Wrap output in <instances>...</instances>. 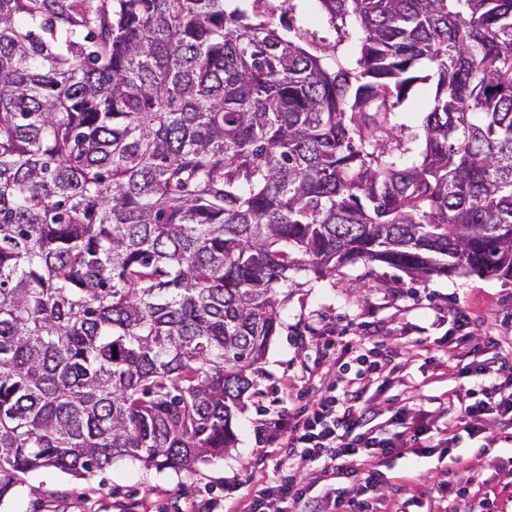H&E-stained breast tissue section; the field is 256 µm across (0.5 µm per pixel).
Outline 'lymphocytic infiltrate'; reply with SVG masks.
Here are the masks:
<instances>
[{
  "mask_svg": "<svg viewBox=\"0 0 512 512\" xmlns=\"http://www.w3.org/2000/svg\"><path fill=\"white\" fill-rule=\"evenodd\" d=\"M504 336L466 345L464 337L439 340L458 375L470 379L466 400L451 399L432 410L417 401L393 410L379 420L363 401L369 391L385 394L394 377L388 369L390 349L364 345L345 333L327 334L302 382L312 399L296 405L294 384H283L277 400L279 447L288 459L314 461L305 475L280 476L261 482L250 493L244 512H410L400 479L387 475L389 457L410 452L429 456L445 442L457 441L472 423L493 417L498 432H512V374L502 364L470 366L468 358L507 344ZM448 498V512H505L512 493L478 478L460 483L453 470L437 482Z\"/></svg>",
  "mask_w": 512,
  "mask_h": 512,
  "instance_id": "1",
  "label": "lymphocytic infiltrate"
}]
</instances>
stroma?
Segmentation results:
<instances>
[{"mask_svg": "<svg viewBox=\"0 0 512 512\" xmlns=\"http://www.w3.org/2000/svg\"><path fill=\"white\" fill-rule=\"evenodd\" d=\"M297 279L298 287L289 289L281 310L282 329L268 348L254 388L235 413V445L223 456L181 470L119 459L85 479L45 467L26 475L1 499L0 512H180L186 501L219 498L230 489L236 504H243L256 481L273 476L280 467L279 454H263L255 433L268 424L281 382L299 380L305 362L314 356L316 329L345 327L391 345L464 335L476 343L490 331L503 336L512 332L508 280L459 274L417 282L386 265L360 263L334 278L310 281L301 273ZM395 364L399 383L391 390L393 403H380L383 413L390 405H403L411 385L429 410L449 391L462 395L468 387L466 380L453 375L441 352L428 359L405 348ZM483 427L476 422L472 435L459 441L457 451L465 462L458 476L474 473L495 486L512 472V440L501 437L488 444ZM447 467L448 453L438 448L428 458H391L387 472L399 476L416 471L417 480L405 483L403 493L426 502L436 496V481Z\"/></svg>", "mask_w": 512, "mask_h": 512, "instance_id": "35a3bbf8", "label": "stroma"}]
</instances>
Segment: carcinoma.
I'll list each match as a JSON object with an SVG mask.
<instances>
[{
  "label": "carcinoma",
  "instance_id": "cac0c4a2",
  "mask_svg": "<svg viewBox=\"0 0 512 512\" xmlns=\"http://www.w3.org/2000/svg\"><path fill=\"white\" fill-rule=\"evenodd\" d=\"M248 2L0 0V501L224 455L298 273L512 280V0ZM296 8L292 14L289 15L290 23L294 26L297 32L307 31L310 36L315 35V38L325 37V43L334 44L340 37L337 33L323 24L321 18L317 17L316 3L312 1H296ZM433 88L432 81L418 83L409 99L399 109L395 119L396 122L411 127V129L405 130L406 136L409 135L408 132L414 130V127L421 123L425 115L424 112L429 111Z\"/></svg>",
  "mask_w": 512,
  "mask_h": 512
}]
</instances>
